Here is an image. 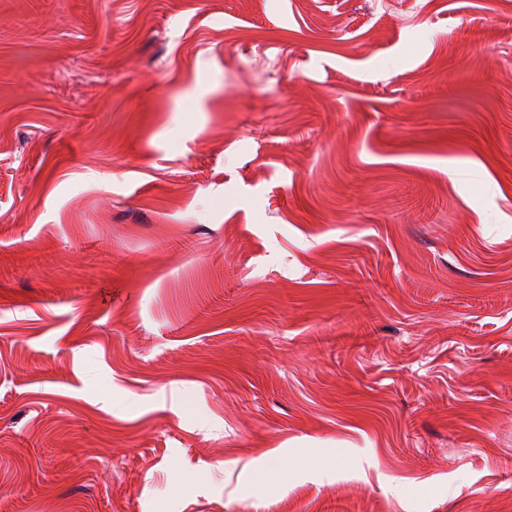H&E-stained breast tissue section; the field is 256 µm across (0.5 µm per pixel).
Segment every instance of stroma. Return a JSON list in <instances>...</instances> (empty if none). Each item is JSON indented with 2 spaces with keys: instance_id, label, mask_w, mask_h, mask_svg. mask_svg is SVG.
Segmentation results:
<instances>
[{
  "instance_id": "obj_1",
  "label": "stroma",
  "mask_w": 512,
  "mask_h": 512,
  "mask_svg": "<svg viewBox=\"0 0 512 512\" xmlns=\"http://www.w3.org/2000/svg\"><path fill=\"white\" fill-rule=\"evenodd\" d=\"M0 512H512V0H0Z\"/></svg>"
}]
</instances>
